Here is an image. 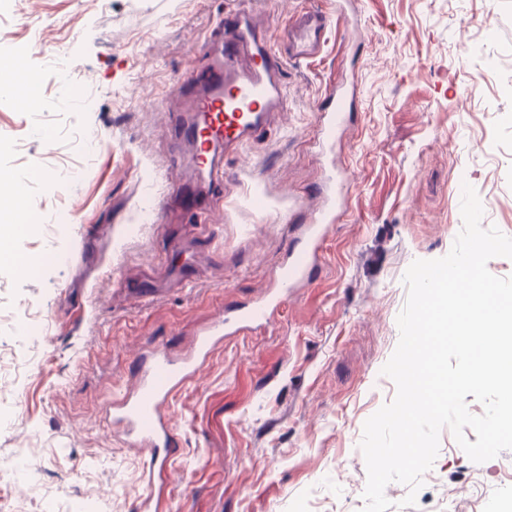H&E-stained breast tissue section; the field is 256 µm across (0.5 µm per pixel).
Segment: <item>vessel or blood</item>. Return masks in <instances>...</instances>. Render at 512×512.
I'll return each instance as SVG.
<instances>
[{"instance_id": "b4317fda", "label": "vessel or blood", "mask_w": 512, "mask_h": 512, "mask_svg": "<svg viewBox=\"0 0 512 512\" xmlns=\"http://www.w3.org/2000/svg\"><path fill=\"white\" fill-rule=\"evenodd\" d=\"M327 27L328 20L321 12H298L285 26L289 41L283 51L267 38L251 14L230 11L220 19L216 31L220 53L185 81L184 87L192 96L194 117L191 122L176 125L171 141L172 146L186 142L194 149L192 164L201 181L192 186L178 185L175 194L196 223H207V198L224 191L218 151L236 153L266 126L270 113L283 98L285 58L315 55L325 42ZM349 98L346 92L337 95L335 108L323 122L326 140H335L345 124ZM347 192L348 178L344 175L329 178L321 187V205L306 227L303 247L290 255L273 288L252 305L219 314L187 354L175 357L158 348L141 353L133 388L120 398L106 399V420L121 425L136 446L147 450L149 471H165L176 452L174 428L167 411L172 395L199 375L225 337L267 321L289 294L304 284L319 257L325 234L345 208Z\"/></svg>"}]
</instances>
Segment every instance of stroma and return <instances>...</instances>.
<instances>
[{"label":"stroma","instance_id":"stroma-1","mask_svg":"<svg viewBox=\"0 0 512 512\" xmlns=\"http://www.w3.org/2000/svg\"><path fill=\"white\" fill-rule=\"evenodd\" d=\"M326 15L313 58L288 60L285 100L198 224L165 185L190 180L170 130L179 90L225 12L272 40L296 10ZM0 55L25 57L39 109L0 98V174L25 176L28 274L0 264V512H143L147 457L103 401L139 353L187 351L224 307L272 287L320 205L325 172L352 178L318 265L262 328L227 337L169 403L177 452L166 512H362L365 421L396 395L382 375L418 259L446 256L463 185L483 226L512 237V0H0ZM355 88L341 144L319 148L329 90ZM167 291L124 292L143 273ZM389 483L388 512L512 507V450L477 464L449 429L422 477Z\"/></svg>","mask_w":512,"mask_h":512}]
</instances>
